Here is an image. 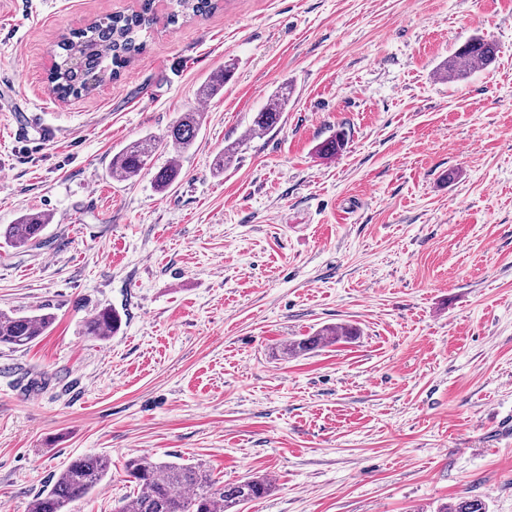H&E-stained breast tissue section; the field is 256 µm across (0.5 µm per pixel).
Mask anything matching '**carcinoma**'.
<instances>
[{"label": "carcinoma", "instance_id": "1", "mask_svg": "<svg viewBox=\"0 0 512 512\" xmlns=\"http://www.w3.org/2000/svg\"><path fill=\"white\" fill-rule=\"evenodd\" d=\"M170 23L179 19L206 16L221 7L222 0H172ZM154 24L152 0H143L140 9L131 13H115L95 21L84 29L74 30L58 42L59 62L49 73L58 97L66 98L90 91L104 77L118 76L135 55L145 47L142 35ZM497 48L486 40L474 37L459 47L440 66L448 80L467 77L479 65L491 64ZM232 68L211 77L201 94L216 95L230 79ZM288 105V89L282 88L271 96V104L256 113L250 129L266 133L275 128ZM203 113L185 112L163 137L146 135L112 156L110 173L117 181H126L148 169L160 148L172 146L181 152L195 142L202 125ZM180 176V167L170 164L154 175L156 187L164 191ZM50 223L43 212H28L14 223L0 227V238L21 247L37 244ZM50 314L18 315L0 311V345L21 348L31 344L51 328ZM120 315L112 309H102L84 322L85 333L106 340L116 333ZM359 335L352 325L328 326L312 336L292 341L286 354L303 356L327 343L347 342ZM109 460L99 455H84L72 460L59 474L51 488L35 498L29 512H72V505L88 497L103 482ZM126 472L137 487V493L122 500L116 512H239V506L265 497L271 490L266 477H248L235 483L219 484L200 463L156 462L148 457L127 461ZM440 512H487L480 499H465Z\"/></svg>", "mask_w": 512, "mask_h": 512}]
</instances>
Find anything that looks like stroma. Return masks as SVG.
<instances>
[{"label":"stroma","mask_w":512,"mask_h":512,"mask_svg":"<svg viewBox=\"0 0 512 512\" xmlns=\"http://www.w3.org/2000/svg\"><path fill=\"white\" fill-rule=\"evenodd\" d=\"M139 5L0 0V225L51 216L43 244H0V310L55 316L0 346V512L88 454L110 469L76 512L132 495L137 457L270 478L241 512H512V0H224L175 24L156 0L117 78L57 98L61 35ZM474 35L494 62L441 80ZM282 86L278 126L249 135ZM20 109L54 140L17 143ZM189 111V150L111 178L116 152ZM105 308L119 332L84 335ZM339 324L357 339L283 354Z\"/></svg>","instance_id":"obj_1"}]
</instances>
